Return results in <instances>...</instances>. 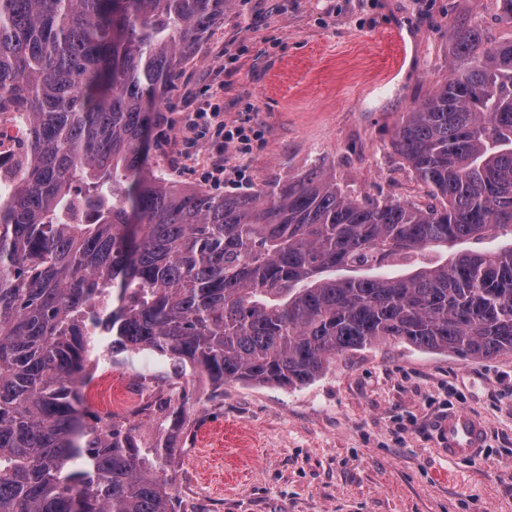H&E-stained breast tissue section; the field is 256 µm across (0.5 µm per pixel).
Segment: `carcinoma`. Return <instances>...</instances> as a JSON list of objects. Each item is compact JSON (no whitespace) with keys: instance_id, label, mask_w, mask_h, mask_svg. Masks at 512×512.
Listing matches in <instances>:
<instances>
[{"instance_id":"obj_1","label":"carcinoma","mask_w":512,"mask_h":512,"mask_svg":"<svg viewBox=\"0 0 512 512\" xmlns=\"http://www.w3.org/2000/svg\"><path fill=\"white\" fill-rule=\"evenodd\" d=\"M228 3L0 0V113L28 126L0 183V512H179L180 432L84 407L106 340L217 386L289 388L387 340L512 351V246L384 271L512 233V38L481 48L453 28L467 65L402 113L394 150L433 203L359 199L322 168L218 194L168 177L148 131ZM198 404L184 390L174 423ZM510 242V236L499 237L495 235H490L489 237L484 238L479 243L473 240H462L457 242L453 247H448V249L433 247L429 248L425 253H423L419 257L412 258L409 261L392 263L389 266V270L396 275L406 274L411 272V264H413L417 260L430 263H441L444 262L446 259L449 260V258H451L454 254L459 252L478 249H496L508 245L510 244Z\"/></svg>"}]
</instances>
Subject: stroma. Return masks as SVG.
Here are the masks:
<instances>
[{"mask_svg":"<svg viewBox=\"0 0 512 512\" xmlns=\"http://www.w3.org/2000/svg\"><path fill=\"white\" fill-rule=\"evenodd\" d=\"M483 44L512 37L496 0H231L161 99V165L187 185L232 191L313 167L348 193L426 201L393 152L394 127L463 65L453 26ZM220 108L250 149L210 178L207 141L184 147L188 103ZM85 405L155 431L157 415L123 391L167 390L169 362L116 351ZM201 403L175 452L186 512H512V351L482 360L394 340L345 353L313 381L281 388L230 381ZM463 411L487 433L472 457L449 459L438 434Z\"/></svg>","mask_w":512,"mask_h":512,"instance_id":"obj_1","label":"stroma"}]
</instances>
